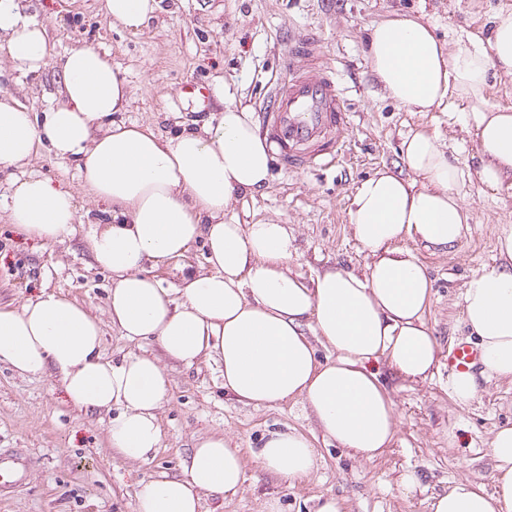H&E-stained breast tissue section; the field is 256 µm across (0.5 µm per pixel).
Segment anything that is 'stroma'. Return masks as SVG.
Here are the masks:
<instances>
[{
	"instance_id": "stroma-1",
	"label": "stroma",
	"mask_w": 512,
	"mask_h": 512,
	"mask_svg": "<svg viewBox=\"0 0 512 512\" xmlns=\"http://www.w3.org/2000/svg\"><path fill=\"white\" fill-rule=\"evenodd\" d=\"M105 0H23L45 27L54 49L47 65L27 73L0 49V94L34 112L56 96L60 60L81 47L108 52L126 79L131 101L117 120L172 137L191 121L210 119L193 112L196 91L223 86L226 102L260 113L285 72L286 53L297 31L310 30L317 55L332 65L352 114L347 146L322 170L272 168L267 187L246 196L237 210L242 224L274 219L296 236L295 273L311 279L329 266L362 271L367 259L349 231L355 187L381 166L401 163V143L422 127L440 134L449 154L465 166L458 192L471 213L469 230L451 251L417 249L433 283L427 320L442 352L475 344L462 317L467 280L497 261L495 227L512 224V190H495L478 177L480 149L463 126L466 109L455 103L433 112H413L383 95L364 52L368 29L392 13L431 23L441 43L487 38L495 13L512 0H160L139 32L112 24ZM29 173L72 194L77 221L60 242L20 233L0 211V306H16L41 292L62 294L82 305L103 326L102 353L121 361L132 353L160 355L157 343H132L113 332L108 316L109 272L96 265L86 244L104 205L79 179L74 162L44 153ZM170 389L160 413L162 439L146 461L131 462L109 445L101 416L73 405L51 376L22 377L0 363V448H19L32 460L27 481L17 486L0 512H136L140 480L176 474L198 435L224 431L244 453L260 447L267 432L293 427L314 443L319 469L295 483L247 461L236 496L207 499V512H262L278 499L281 512H314L318 497L333 495L344 512H429L428 499L457 480L490 485L495 430L512 426V385L482 383L467 407L448 395V367L435 378L401 390L391 373L381 378L396 403V440L385 454L360 463L327 442L301 404L273 408L245 406L225 395L215 367L169 364ZM414 471L419 485L404 494L403 475Z\"/></svg>"
}]
</instances>
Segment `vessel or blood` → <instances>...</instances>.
Segmentation results:
<instances>
[{"mask_svg": "<svg viewBox=\"0 0 512 512\" xmlns=\"http://www.w3.org/2000/svg\"><path fill=\"white\" fill-rule=\"evenodd\" d=\"M288 57L286 73L265 110L262 132L281 167H323L342 151L350 124L345 97L335 71L320 64L308 37L295 39ZM298 58L303 61L299 67L294 64ZM477 358L474 348L462 344L449 352L448 365L465 371ZM30 466L20 452L0 451V498L26 479Z\"/></svg>", "mask_w": 512, "mask_h": 512, "instance_id": "1", "label": "vessel or blood"}]
</instances>
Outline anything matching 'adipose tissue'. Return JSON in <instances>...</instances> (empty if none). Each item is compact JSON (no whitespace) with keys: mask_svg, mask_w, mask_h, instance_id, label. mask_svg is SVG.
Here are the masks:
<instances>
[{"mask_svg":"<svg viewBox=\"0 0 512 512\" xmlns=\"http://www.w3.org/2000/svg\"><path fill=\"white\" fill-rule=\"evenodd\" d=\"M159 0H105L112 23L138 31ZM0 39L23 71L46 64V31L19 0H0ZM371 71L386 98L414 112L464 104L466 127L480 146L478 176L512 189V107L489 105L491 77L512 76V10L498 12L488 39L444 48L430 26L396 16L373 25L366 40ZM61 100L37 114L0 96V171L13 175L4 209L11 224L43 240H62L77 219L71 195L24 174L41 151L77 163L81 181L108 204L88 247L112 273L108 314L128 341H158L173 361L215 364L237 402L273 407L301 403L324 436L370 462L398 431L396 405L381 377L402 388L433 378L440 346L427 321L433 288L409 242L446 252L462 240L470 214L455 187L464 177L438 134L410 131L403 168L376 170L355 188L350 231L367 254L362 273L330 268L303 280L289 263L297 252L287 225L232 219L245 196L263 189L272 167L252 112L214 98L216 122L157 135L117 121L130 101L108 55L90 47L62 58ZM206 264L187 257L196 242ZM500 261L472 276L462 293L463 322L476 337L479 372H456L448 394L461 407L481 382L512 384V224L496 228ZM177 271L174 288L157 270ZM102 328L81 305L42 293L0 307V363L16 374L57 376L74 404L109 415L108 440L126 459L147 460L161 441L159 412L169 391L159 361L132 355L112 364L101 353ZM331 351L319 359L317 346ZM493 486L460 480L435 494L430 512H512V426L490 441ZM266 471L312 476L317 453L293 428L269 432L255 453ZM245 460L224 432L195 438L178 476L140 481L137 512H204L208 496L237 495Z\"/></svg>","mask_w":512,"mask_h":512,"instance_id":"ef3b65f1","label":"adipose tissue"}]
</instances>
